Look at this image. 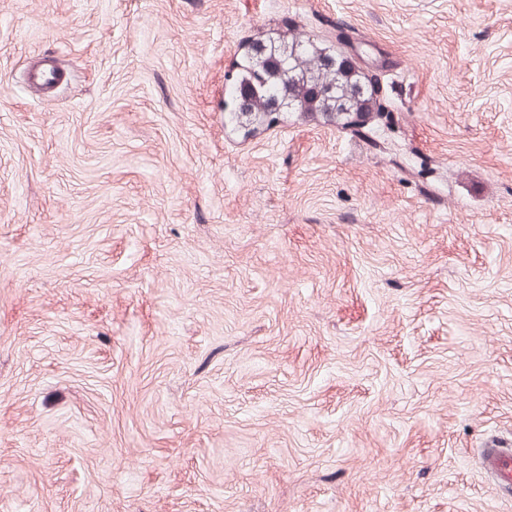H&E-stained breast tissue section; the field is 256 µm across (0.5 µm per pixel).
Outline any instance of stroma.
<instances>
[{"label": "stroma", "instance_id": "obj_1", "mask_svg": "<svg viewBox=\"0 0 512 512\" xmlns=\"http://www.w3.org/2000/svg\"><path fill=\"white\" fill-rule=\"evenodd\" d=\"M300 30L384 115L241 139ZM493 441L512 0H0V512H512ZM56 71L54 65L46 63V59L37 62L25 75V83L37 92L48 88L54 80ZM490 446L491 448H482L481 451L484 470L500 489H512V448Z\"/></svg>", "mask_w": 512, "mask_h": 512}]
</instances>
